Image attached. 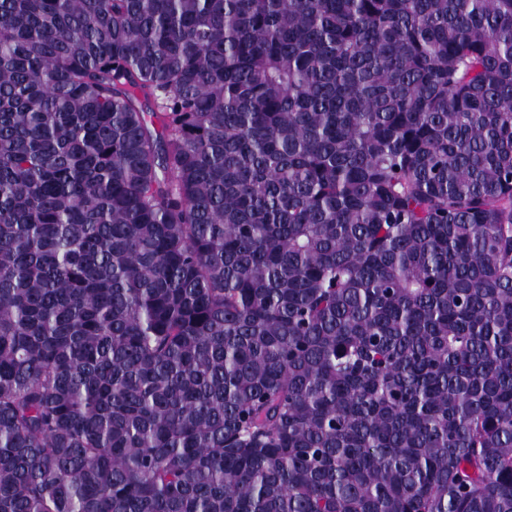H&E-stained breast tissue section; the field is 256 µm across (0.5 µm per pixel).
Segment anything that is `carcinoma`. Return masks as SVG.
Instances as JSON below:
<instances>
[{
    "label": "carcinoma",
    "instance_id": "1",
    "mask_svg": "<svg viewBox=\"0 0 512 512\" xmlns=\"http://www.w3.org/2000/svg\"><path fill=\"white\" fill-rule=\"evenodd\" d=\"M0 512H512V0H0Z\"/></svg>",
    "mask_w": 512,
    "mask_h": 512
}]
</instances>
